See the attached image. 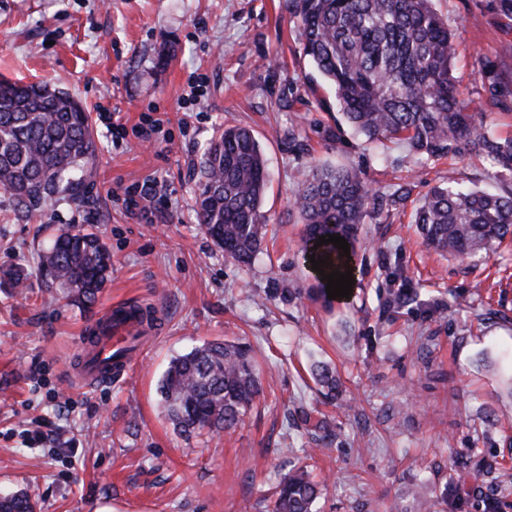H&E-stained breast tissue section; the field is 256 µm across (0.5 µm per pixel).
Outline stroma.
<instances>
[{
    "mask_svg": "<svg viewBox=\"0 0 512 512\" xmlns=\"http://www.w3.org/2000/svg\"><path fill=\"white\" fill-rule=\"evenodd\" d=\"M454 36L453 76L490 132L512 136V14L499 0H433ZM294 0H0V80L46 82L90 117L98 150L89 201L32 218L0 192V494L28 489L41 512H268L290 460L315 449L328 487L313 512H512V239L489 259L429 249L414 223L436 185L495 191L492 163L430 160L366 141L333 89L310 84ZM163 124L138 134L142 113ZM108 112L126 130L113 140ZM252 129L265 154L269 231L251 265L225 257L194 211L200 161L220 123ZM355 169L384 197L406 195L360 229L350 297L325 303L304 252L294 192L314 164ZM165 192L153 219L119 193ZM91 227L112 276L88 311L58 300L40 253L60 226ZM151 305L159 332L120 380L76 388L68 371L95 318ZM250 344L263 391L234 428L187 438L158 391L169 361L211 340ZM335 367V398L310 367ZM42 428V441L30 429Z\"/></svg>",
    "mask_w": 512,
    "mask_h": 512,
    "instance_id": "1",
    "label": "stroma"
}]
</instances>
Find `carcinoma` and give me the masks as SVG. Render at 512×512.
<instances>
[{"label":"carcinoma","instance_id":"1","mask_svg":"<svg viewBox=\"0 0 512 512\" xmlns=\"http://www.w3.org/2000/svg\"><path fill=\"white\" fill-rule=\"evenodd\" d=\"M303 51L336 94L337 111L366 140H404L429 159L449 153L484 155L512 177V138L489 133L469 111L452 75L455 48L432 0H294ZM96 153L87 112L67 92L48 85L0 81V190L16 211L32 217L60 197L88 202L86 176ZM268 188L255 134L224 125L204 152L195 199L199 224L213 244L242 265L251 264L266 232L262 202ZM384 199L358 172L316 165L295 191L293 208L306 238L340 235L357 240L359 225L381 212ZM424 242L461 260L486 256L512 236V182L498 194L435 186L415 213ZM324 273L347 271L341 250L325 246ZM41 266L63 298L92 307L109 281L112 254L91 229L62 227L41 254ZM17 265L0 267V287L21 288ZM314 380L336 391L331 368ZM174 429L190 437L233 428L262 391L254 350L245 343L207 342L171 360L159 382ZM272 512H311L324 484L311 465L289 463ZM0 512H40L27 491L0 497Z\"/></svg>","mask_w":512,"mask_h":512}]
</instances>
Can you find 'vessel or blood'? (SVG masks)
Masks as SVG:
<instances>
[{
  "label": "vessel or blood",
  "mask_w": 512,
  "mask_h": 512,
  "mask_svg": "<svg viewBox=\"0 0 512 512\" xmlns=\"http://www.w3.org/2000/svg\"><path fill=\"white\" fill-rule=\"evenodd\" d=\"M97 330V344L86 347L71 369L74 385L82 389L111 379L113 354L129 347L131 336L141 327L134 320H118L116 311L110 309L103 312Z\"/></svg>",
  "instance_id": "obj_1"
}]
</instances>
